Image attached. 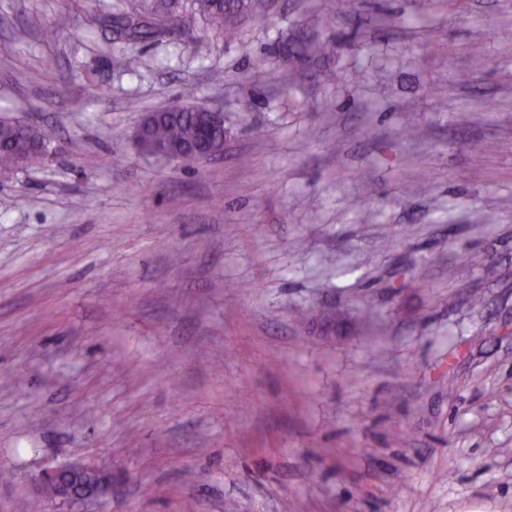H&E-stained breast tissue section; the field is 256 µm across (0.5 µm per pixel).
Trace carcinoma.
<instances>
[{
  "label": "carcinoma",
  "instance_id": "obj_1",
  "mask_svg": "<svg viewBox=\"0 0 512 512\" xmlns=\"http://www.w3.org/2000/svg\"><path fill=\"white\" fill-rule=\"evenodd\" d=\"M262 2L264 0H134L130 11L115 13L107 22L119 38L126 41L156 38L195 24L234 40L240 26L257 16ZM324 49L323 45H313L302 29L291 38L283 37L279 47L282 57L296 61ZM201 132V118L196 110L183 109L154 123L145 134L138 136L137 142L146 153L166 145L192 149L197 146ZM46 152L47 143L38 126L0 120V176L11 172L20 162L36 159Z\"/></svg>",
  "mask_w": 512,
  "mask_h": 512
}]
</instances>
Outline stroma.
Listing matches in <instances>:
<instances>
[{
	"label": "stroma",
	"mask_w": 512,
	"mask_h": 512,
	"mask_svg": "<svg viewBox=\"0 0 512 512\" xmlns=\"http://www.w3.org/2000/svg\"><path fill=\"white\" fill-rule=\"evenodd\" d=\"M128 6L0 0V118L49 139L0 178V512H512V0H277L232 42L119 40ZM299 27L335 50L283 66ZM174 105L223 154L141 151ZM67 466L70 468H65L60 465L47 462L41 468L40 479L43 485L46 484L47 486L54 490V492L56 493L55 497L61 498L63 500H70L73 502H84L88 500H94L105 493L107 485L112 484V477L102 476L100 472L95 468L82 466L79 467L72 465ZM72 470H80L81 472L92 476L94 480H98V487L94 491L103 489L102 493L94 498L76 497L75 495L80 489H76L71 483L63 481L64 473Z\"/></svg>",
	"instance_id": "stroma-1"
}]
</instances>
